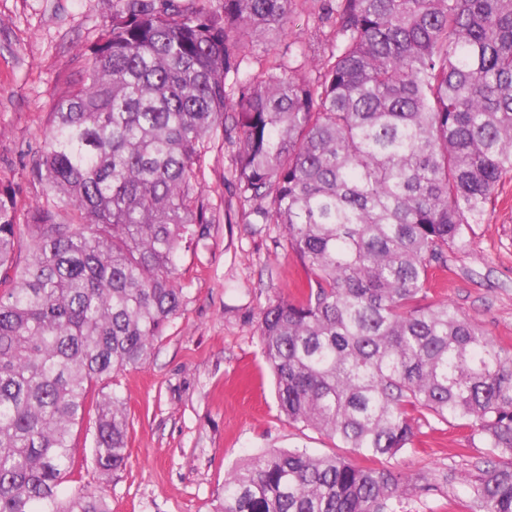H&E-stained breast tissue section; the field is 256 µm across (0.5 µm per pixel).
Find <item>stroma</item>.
<instances>
[{
    "label": "stroma",
    "mask_w": 512,
    "mask_h": 512,
    "mask_svg": "<svg viewBox=\"0 0 512 512\" xmlns=\"http://www.w3.org/2000/svg\"><path fill=\"white\" fill-rule=\"evenodd\" d=\"M115 0H0V191H9L18 223L46 202L32 176L54 120L56 103L82 82L91 49L112 20ZM321 0H299L285 34L255 42L245 70L266 67L267 46L301 66L328 53L333 22ZM235 147L205 149L199 181L214 219L207 236L179 254L185 304L157 338L141 368L116 378L130 419L125 469L102 477L93 461L95 426L73 433L80 484L105 488L112 512H212L224 478L268 448L336 447L316 430L280 414L273 376L260 352L258 325L269 300L308 286L310 270L283 247L276 224L256 223L238 194ZM445 300L512 349V181H505L484 223L474 225L447 270L430 284ZM415 447L391 464L413 474L449 473L447 486L409 494L405 512H466L467 481L490 451L467 428L420 423Z\"/></svg>",
    "instance_id": "obj_1"
}]
</instances>
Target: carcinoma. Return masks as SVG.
Segmentation results:
<instances>
[{"mask_svg": "<svg viewBox=\"0 0 512 512\" xmlns=\"http://www.w3.org/2000/svg\"><path fill=\"white\" fill-rule=\"evenodd\" d=\"M296 2L116 0L34 169L55 204L19 224L0 198V512H112L60 491L73 429L96 415L97 469L125 468L126 402L89 393L182 310V242L213 223L196 166L229 126L240 197L313 274L260 319L279 410L371 464L268 449L214 512H398L434 488L387 466L429 419L492 449L469 512H512V351L426 302L512 179V0H332L328 54L240 78Z\"/></svg>", "mask_w": 512, "mask_h": 512, "instance_id": "obj_1", "label": "carcinoma"}]
</instances>
